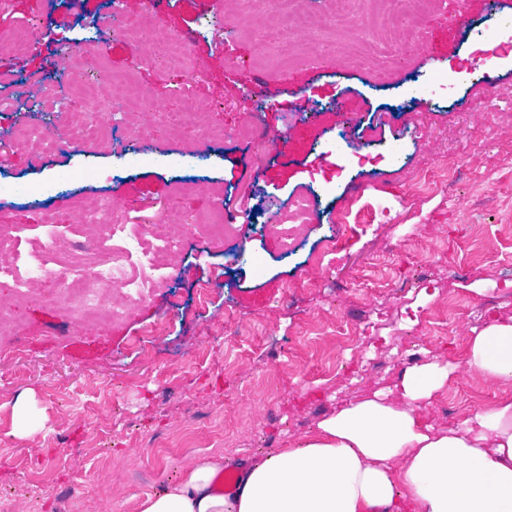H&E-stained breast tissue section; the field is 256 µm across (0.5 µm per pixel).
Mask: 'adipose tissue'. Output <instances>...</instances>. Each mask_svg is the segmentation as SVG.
I'll return each instance as SVG.
<instances>
[{
	"mask_svg": "<svg viewBox=\"0 0 512 512\" xmlns=\"http://www.w3.org/2000/svg\"><path fill=\"white\" fill-rule=\"evenodd\" d=\"M467 365L512 385V318L475 331ZM449 374L436 362L409 369L399 402L345 406L315 433L252 460L229 487L219 484L223 456L192 460L140 512H512V402L435 429L421 404Z\"/></svg>",
	"mask_w": 512,
	"mask_h": 512,
	"instance_id": "1",
	"label": "adipose tissue"
}]
</instances>
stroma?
Wrapping results in <instances>:
<instances>
[{"instance_id":"stroma-1","label":"stroma","mask_w":512,"mask_h":512,"mask_svg":"<svg viewBox=\"0 0 512 512\" xmlns=\"http://www.w3.org/2000/svg\"><path fill=\"white\" fill-rule=\"evenodd\" d=\"M113 0H9L0 9V34L35 25L31 46L0 54V140L24 129L52 130L62 104L78 106L86 85L97 99L123 104L114 88L130 84L165 112H187L207 139H188L153 119L134 116L150 136L174 150L165 156L132 152L129 129L76 145L62 141L44 151L37 139L0 156V224H23L37 240L44 209L63 230L58 254L95 262L86 251L93 226L79 224L85 208L112 202L136 210L140 224L194 226L223 201L246 226L244 242L213 244L193 231L156 275L152 294L126 316L84 324L61 303L45 302L55 278L33 275L31 298L16 297L0 280V305L10 310L16 340L0 345V499L17 512H58L60 498L78 487L71 512H140L148 493L177 481L195 457L223 454L233 463L314 433L343 406L384 394L398 401L403 348L419 344L425 361L449 365L444 388L423 419L457 425L512 388L469 372L468 338L493 319L512 317V218L498 204L512 198V53L487 66L484 45L456 21L484 29L488 0H439L421 20L423 56L442 74L460 66L490 73L454 89L416 93L413 74L428 75L419 59L398 64L377 48L385 31L357 40L313 30L299 36V54L278 26L254 9L255 0H132L114 16ZM152 29L156 46L186 37L183 66L163 67L134 53L139 29ZM70 40L100 49L99 70L78 85L81 53L62 56ZM375 56L373 70L356 71L355 50ZM111 84H103V74ZM53 80L54 99L28 95ZM357 113L376 140L337 149L339 111ZM253 120L267 143L231 137ZM284 143H277L280 133ZM345 158L329 178L324 160ZM457 158L453 187L412 192L424 170ZM317 191L315 221L292 255L264 232V213H284L294 197ZM390 211L391 223H371ZM363 225L350 249L336 256L333 272L316 262L333 232L332 219ZM463 269L455 276L449 260ZM496 293L494 304L486 295ZM249 331L237 369L225 371L224 314ZM351 327L374 315L376 344L340 343L336 319ZM281 347L272 358L259 337ZM371 356L383 368L360 375ZM275 389L280 415H264ZM26 398V421L14 415ZM155 436L169 450L151 457Z\"/></svg>"}]
</instances>
